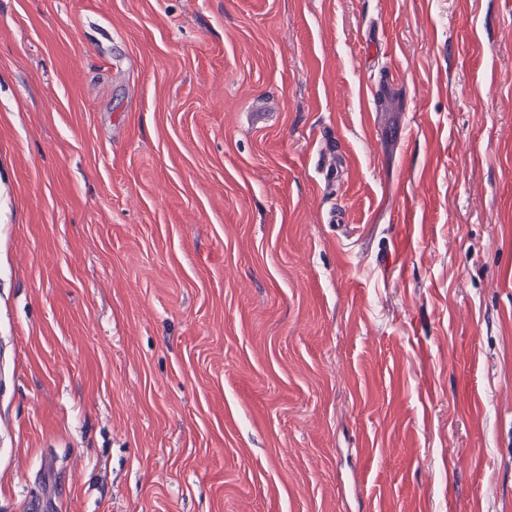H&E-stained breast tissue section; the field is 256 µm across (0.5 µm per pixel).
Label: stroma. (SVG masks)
<instances>
[{"label": "stroma", "mask_w": 512, "mask_h": 512, "mask_svg": "<svg viewBox=\"0 0 512 512\" xmlns=\"http://www.w3.org/2000/svg\"><path fill=\"white\" fill-rule=\"evenodd\" d=\"M36 505L512 512V0H0Z\"/></svg>", "instance_id": "35a3bbf8"}]
</instances>
